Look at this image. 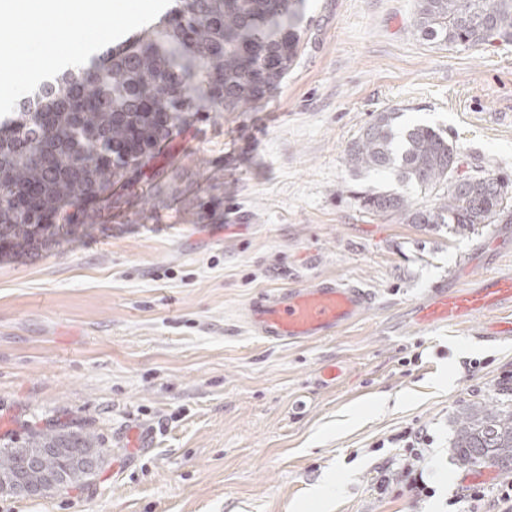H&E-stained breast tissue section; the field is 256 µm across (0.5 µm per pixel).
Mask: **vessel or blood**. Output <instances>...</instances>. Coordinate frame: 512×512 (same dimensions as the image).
<instances>
[{
    "label": "vessel or blood",
    "instance_id": "vessel-or-blood-1",
    "mask_svg": "<svg viewBox=\"0 0 512 512\" xmlns=\"http://www.w3.org/2000/svg\"><path fill=\"white\" fill-rule=\"evenodd\" d=\"M373 302L372 293L354 283L319 278L306 287H280L254 297L243 319L254 336L269 344L309 342L335 336L360 321ZM507 310L508 315L486 326L484 336L512 335V273L484 278L480 287L438 285L412 308L421 325L453 324L465 315Z\"/></svg>",
    "mask_w": 512,
    "mask_h": 512
}]
</instances>
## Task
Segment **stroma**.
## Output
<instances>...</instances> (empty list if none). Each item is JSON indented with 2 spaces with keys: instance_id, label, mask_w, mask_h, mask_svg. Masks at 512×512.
<instances>
[{
  "instance_id": "stroma-1",
  "label": "stroma",
  "mask_w": 512,
  "mask_h": 512,
  "mask_svg": "<svg viewBox=\"0 0 512 512\" xmlns=\"http://www.w3.org/2000/svg\"><path fill=\"white\" fill-rule=\"evenodd\" d=\"M417 0H307L301 55L233 112H192L71 241L0 259V443L75 419L99 437L98 475L0 512H448L473 485L451 454L468 401L512 387V338L491 313L424 327L439 284L512 271V224L458 232L367 213L385 184L345 164L382 111L456 144L464 171L512 177V40L443 46L413 28ZM336 277L374 301L342 334L270 345L242 318L259 292ZM329 363L336 383L316 381ZM362 421L341 427L347 409ZM433 438L434 497L379 493L387 441ZM151 447H139L142 432Z\"/></svg>"
}]
</instances>
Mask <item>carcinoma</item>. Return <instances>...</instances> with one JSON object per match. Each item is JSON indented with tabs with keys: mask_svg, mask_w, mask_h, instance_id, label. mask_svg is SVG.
<instances>
[{
	"mask_svg": "<svg viewBox=\"0 0 512 512\" xmlns=\"http://www.w3.org/2000/svg\"><path fill=\"white\" fill-rule=\"evenodd\" d=\"M154 23L115 48L106 46L21 97L0 116V258L34 255L75 234L83 207L112 198V186L151 158L186 121L187 112L232 111L279 86L300 57L305 0H171ZM420 35L439 45L478 46L512 38V0H417ZM384 111L348 145L357 172L386 174L392 184L362 196L374 215L408 224L512 223L509 179L481 172L463 183L448 135ZM446 186L431 206L415 207L401 188ZM40 448L43 466L80 485L71 459L104 453L84 424L48 421L0 446V473L22 470ZM466 468L512 474V408L465 404L450 443Z\"/></svg>",
	"mask_w": 512,
	"mask_h": 512,
	"instance_id": "cac0c4a2",
	"label": "carcinoma"
}]
</instances>
